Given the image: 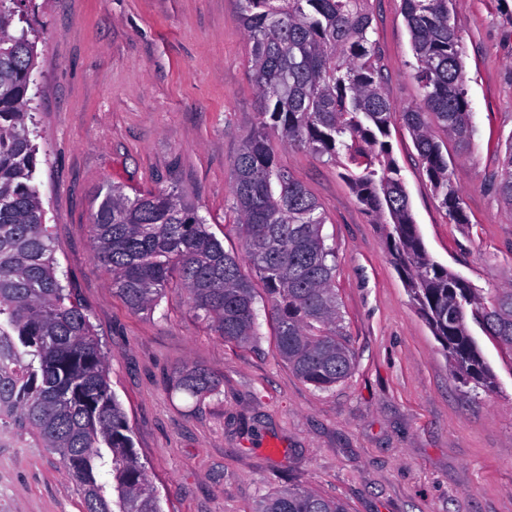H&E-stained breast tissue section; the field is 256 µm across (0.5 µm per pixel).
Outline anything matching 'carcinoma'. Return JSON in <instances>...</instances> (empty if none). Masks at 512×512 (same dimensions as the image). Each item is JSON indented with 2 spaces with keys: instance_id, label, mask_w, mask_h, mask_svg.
Wrapping results in <instances>:
<instances>
[{
  "instance_id": "cac0c4a2",
  "label": "carcinoma",
  "mask_w": 512,
  "mask_h": 512,
  "mask_svg": "<svg viewBox=\"0 0 512 512\" xmlns=\"http://www.w3.org/2000/svg\"><path fill=\"white\" fill-rule=\"evenodd\" d=\"M368 0H240L252 43L258 121L234 158L229 208L244 256L224 251L207 219L176 190L129 196L110 184L91 214L97 260L137 314H151L174 284L194 315L224 341L257 335V304L270 308L276 348L305 383L328 390L348 377L333 250L316 199L283 168L275 133L327 164L345 159L357 201L386 225L392 263L464 385L488 391L496 375L468 321L512 353V288L490 301L429 256L387 138L396 109L383 84ZM22 0H0V430L18 426L60 456L83 512H162L112 390L106 355L73 290L57 276L36 182L38 148L26 101L36 35ZM420 100L402 112L435 196L455 224L469 223L437 125L460 143L473 134L462 47L451 0H403ZM512 207V140L497 181ZM255 272L262 284L245 273ZM212 372L188 367L173 389L200 402L218 391ZM258 512H346L301 488L265 498Z\"/></svg>"
}]
</instances>
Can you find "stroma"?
Segmentation results:
<instances>
[{"label": "stroma", "mask_w": 512, "mask_h": 512, "mask_svg": "<svg viewBox=\"0 0 512 512\" xmlns=\"http://www.w3.org/2000/svg\"><path fill=\"white\" fill-rule=\"evenodd\" d=\"M369 6L385 92L406 108L419 89L402 0ZM24 10L37 45L38 185L58 271L97 330L163 512H256L287 487L347 512H512V353L477 333L498 388L459 382L340 166L272 140L317 200L335 251L355 362L335 388L296 377L267 314L257 339L236 345L195 318L180 287L148 315L113 293L90 233L108 181L177 190L225 251H243L227 202L257 94L238 0H26ZM451 13L473 138L465 150L449 142L448 153L468 223L440 207L402 118L389 142L427 251L489 297L512 288V208L495 188L512 140V0H452ZM186 366L213 372L217 393L198 403L176 392L171 379ZM0 512H82L58 455L18 427L0 433Z\"/></svg>", "instance_id": "35a3bbf8"}]
</instances>
